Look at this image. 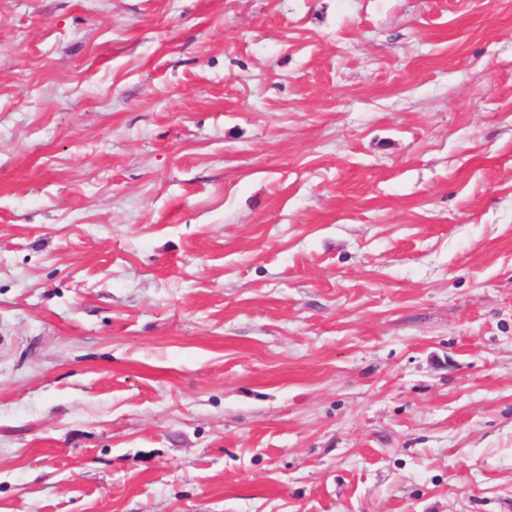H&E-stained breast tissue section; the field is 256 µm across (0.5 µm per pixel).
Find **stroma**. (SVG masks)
I'll list each match as a JSON object with an SVG mask.
<instances>
[{
    "mask_svg": "<svg viewBox=\"0 0 512 512\" xmlns=\"http://www.w3.org/2000/svg\"><path fill=\"white\" fill-rule=\"evenodd\" d=\"M0 512H512V0H0Z\"/></svg>",
    "mask_w": 512,
    "mask_h": 512,
    "instance_id": "stroma-1",
    "label": "stroma"
}]
</instances>
